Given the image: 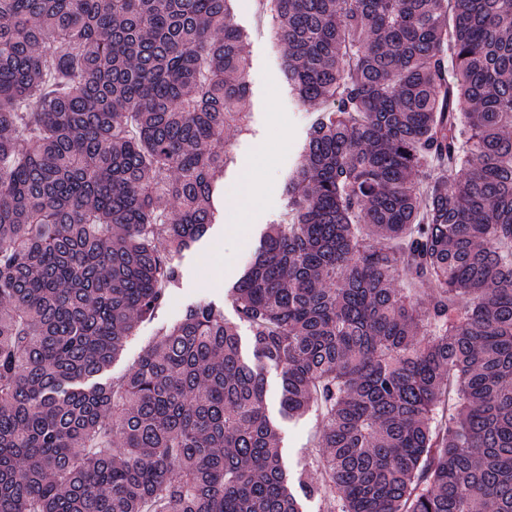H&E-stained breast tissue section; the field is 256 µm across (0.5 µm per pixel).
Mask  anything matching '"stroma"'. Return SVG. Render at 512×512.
I'll use <instances>...</instances> for the list:
<instances>
[{
	"mask_svg": "<svg viewBox=\"0 0 512 512\" xmlns=\"http://www.w3.org/2000/svg\"><path fill=\"white\" fill-rule=\"evenodd\" d=\"M237 25L246 39L251 62L249 71L251 122L246 133L234 136V160L224 171L213 197L219 220L191 250L172 256L179 281L170 290L166 306L153 320L140 322L134 336L124 344L107 375L119 378L134 369L158 331L182 315L189 305L212 301L224 309L225 318L236 324L245 357H252V336L241 321L229 290L249 266L262 233L285 220V188L296 167L313 118L311 107L299 106L283 73V51L276 46L272 21L260 0H233ZM262 157L258 182L261 199L248 213L236 211L233 200L244 182V166ZM262 369L267 385L265 402L275 418L282 461L291 477H302L296 488L301 512H327V496L316 491L318 475L313 460L317 429L314 415L285 419L279 415L282 369L266 362Z\"/></svg>",
	"mask_w": 512,
	"mask_h": 512,
	"instance_id": "obj_1",
	"label": "stroma"
}]
</instances>
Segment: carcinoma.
<instances>
[{"mask_svg": "<svg viewBox=\"0 0 512 512\" xmlns=\"http://www.w3.org/2000/svg\"><path fill=\"white\" fill-rule=\"evenodd\" d=\"M230 2L0 0V512H300L222 308L103 380L248 131ZM273 20L320 109L231 295L282 413L320 412L333 512H512V0Z\"/></svg>", "mask_w": 512, "mask_h": 512, "instance_id": "carcinoma-1", "label": "carcinoma"}]
</instances>
